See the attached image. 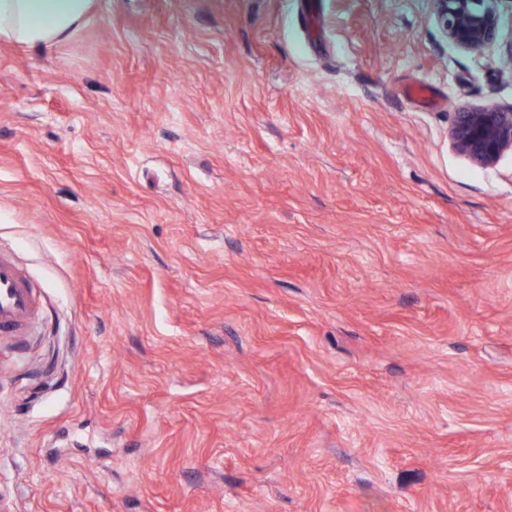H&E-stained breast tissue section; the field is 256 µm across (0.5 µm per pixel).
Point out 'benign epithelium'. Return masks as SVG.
<instances>
[{"instance_id":"benign-epithelium-1","label":"benign epithelium","mask_w":512,"mask_h":512,"mask_svg":"<svg viewBox=\"0 0 512 512\" xmlns=\"http://www.w3.org/2000/svg\"><path fill=\"white\" fill-rule=\"evenodd\" d=\"M504 0H432L433 11L448 42L480 53L498 35L499 6ZM452 148L480 167L495 166L512 152V106L461 107L453 113Z\"/></svg>"}]
</instances>
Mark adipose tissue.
<instances>
[{"label":"adipose tissue","instance_id":"ef3b65f1","mask_svg":"<svg viewBox=\"0 0 512 512\" xmlns=\"http://www.w3.org/2000/svg\"><path fill=\"white\" fill-rule=\"evenodd\" d=\"M97 0H0V43L51 50L80 30Z\"/></svg>","mask_w":512,"mask_h":512}]
</instances>
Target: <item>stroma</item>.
Returning <instances> with one entry per match:
<instances>
[{"label":"stroma","instance_id":"obj_1","mask_svg":"<svg viewBox=\"0 0 512 512\" xmlns=\"http://www.w3.org/2000/svg\"><path fill=\"white\" fill-rule=\"evenodd\" d=\"M512 11L431 0H98L0 45V338L16 512H512ZM417 80L430 106L400 90ZM504 0H432L433 11L448 42L480 53L498 35L499 6ZM452 148L480 167L495 166L512 152V106L461 107L453 113ZM39 296L8 255L0 254V335L29 336L39 321Z\"/></svg>","mask_w":512,"mask_h":512}]
</instances>
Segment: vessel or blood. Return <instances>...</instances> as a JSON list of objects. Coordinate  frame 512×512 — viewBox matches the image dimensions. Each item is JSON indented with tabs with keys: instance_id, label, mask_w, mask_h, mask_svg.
Here are the masks:
<instances>
[{
	"instance_id": "vessel-or-blood-1",
	"label": "vessel or blood",
	"mask_w": 512,
	"mask_h": 512,
	"mask_svg": "<svg viewBox=\"0 0 512 512\" xmlns=\"http://www.w3.org/2000/svg\"><path fill=\"white\" fill-rule=\"evenodd\" d=\"M39 296L15 261L0 254V335H30L39 321Z\"/></svg>"
}]
</instances>
